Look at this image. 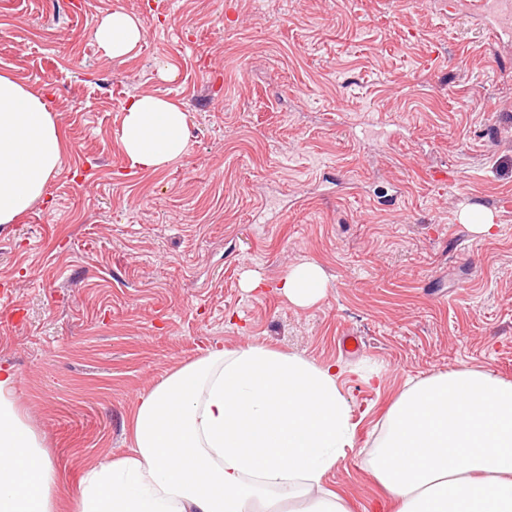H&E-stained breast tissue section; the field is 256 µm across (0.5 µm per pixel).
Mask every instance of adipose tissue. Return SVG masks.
<instances>
[{"instance_id": "adipose-tissue-1", "label": "adipose tissue", "mask_w": 512, "mask_h": 512, "mask_svg": "<svg viewBox=\"0 0 512 512\" xmlns=\"http://www.w3.org/2000/svg\"><path fill=\"white\" fill-rule=\"evenodd\" d=\"M140 18L119 9L95 30L105 56L132 53ZM188 116L151 94L126 107L120 140L134 167L154 171L188 148ZM63 146L47 102L0 75V224L39 201ZM326 288L315 263L284 279L306 306ZM333 363L252 345L168 375L135 403L129 453L83 471L77 512H349L322 487L356 443ZM16 374L0 368V512H54L56 476L38 435L18 414ZM368 465L397 512H512V381L465 369L408 383L391 406Z\"/></svg>"}]
</instances>
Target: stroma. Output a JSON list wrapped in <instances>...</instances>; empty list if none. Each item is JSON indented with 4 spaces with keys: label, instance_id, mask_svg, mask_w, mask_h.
<instances>
[{
    "label": "stroma",
    "instance_id": "35a3bbf8",
    "mask_svg": "<svg viewBox=\"0 0 512 512\" xmlns=\"http://www.w3.org/2000/svg\"><path fill=\"white\" fill-rule=\"evenodd\" d=\"M448 2L0 0V75L46 96L64 144L0 226V367L59 512L130 450L137 395L217 342L342 367L358 442L325 485L351 512H395L367 461L408 381H512V41ZM117 9L143 38L113 59L94 29ZM143 93L188 115L186 155L154 172L120 142ZM471 206L494 236L462 224ZM303 260L327 278L306 307L279 289Z\"/></svg>",
    "mask_w": 512,
    "mask_h": 512
}]
</instances>
